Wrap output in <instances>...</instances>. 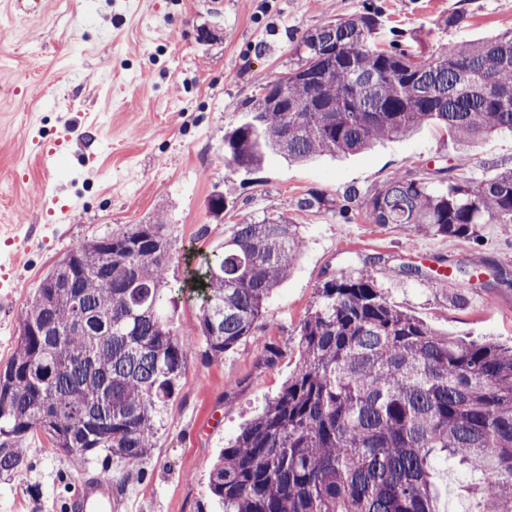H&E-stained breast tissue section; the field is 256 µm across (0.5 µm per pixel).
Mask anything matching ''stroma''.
<instances>
[{"label":"stroma","instance_id":"1","mask_svg":"<svg viewBox=\"0 0 512 512\" xmlns=\"http://www.w3.org/2000/svg\"><path fill=\"white\" fill-rule=\"evenodd\" d=\"M382 17L375 43L434 57L451 42L512 28V0H0V253L15 256L0 288V365L10 358L28 299L43 275L84 240L164 213L176 243L168 271L183 282L195 259L218 249L233 224L287 213L307 246L271 295L259 340L207 363L189 352L166 407L145 478L126 479L120 459L76 466L47 440L24 442L28 465L0 475V512H62L64 483L112 477L115 512H219L209 468L240 428L295 371L299 326L323 284L371 273L398 309L467 341L512 345V236L482 224L477 239L433 237L367 223L350 192L370 195L392 176L437 181L460 155L464 177L482 182L512 167V135L469 148L434 127L337 161L272 159L252 175L224 162L223 137L247 100L293 66L300 37L363 8ZM459 21L446 25L448 14ZM53 149L43 162V148ZM229 192L223 223L208 199ZM322 192L350 214L303 210ZM419 266L424 277L403 269ZM472 273L460 291L458 267ZM280 351L263 361L262 343Z\"/></svg>","mask_w":512,"mask_h":512}]
</instances>
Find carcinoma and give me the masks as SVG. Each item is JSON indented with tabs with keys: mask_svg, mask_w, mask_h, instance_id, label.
<instances>
[{
	"mask_svg": "<svg viewBox=\"0 0 512 512\" xmlns=\"http://www.w3.org/2000/svg\"><path fill=\"white\" fill-rule=\"evenodd\" d=\"M365 9L306 32L288 77L224 131V161L251 174L272 156L305 162L408 139L434 123L462 143L512 134V29L450 43L431 61L371 39ZM440 172L436 189L409 173L362 201L370 224L431 236L512 235V168L479 184ZM215 192L210 214L224 218ZM303 209H329L323 193ZM168 224H127L68 250L28 301L15 351L0 367V474L28 459L30 435L52 451L139 463L178 391L195 342L170 326ZM304 251L299 225L270 214L234 225L195 272V332L208 362L257 335L268 299ZM300 360L280 393L212 463L224 512H440L434 474L453 464L469 512H512V348L440 334L392 306L368 273L324 283L299 328Z\"/></svg>",
	"mask_w": 512,
	"mask_h": 512,
	"instance_id": "obj_1",
	"label": "carcinoma"
}]
</instances>
